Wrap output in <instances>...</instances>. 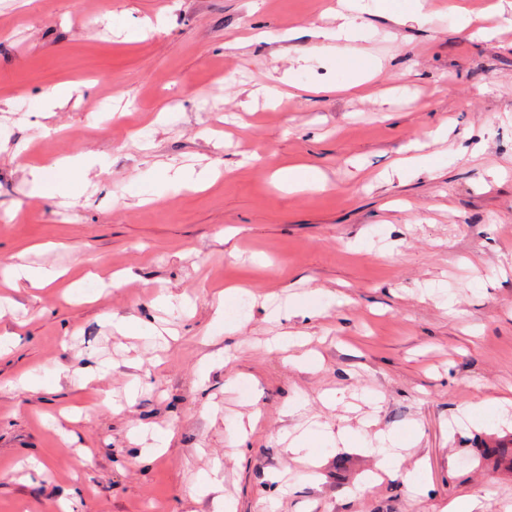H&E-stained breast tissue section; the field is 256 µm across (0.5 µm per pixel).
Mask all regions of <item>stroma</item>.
Instances as JSON below:
<instances>
[{
  "label": "stroma",
  "instance_id": "stroma-1",
  "mask_svg": "<svg viewBox=\"0 0 512 512\" xmlns=\"http://www.w3.org/2000/svg\"><path fill=\"white\" fill-rule=\"evenodd\" d=\"M392 2L364 19L381 68L362 98L333 93L341 71L313 53L336 0H0V272H66L11 292L0 317L16 336L0 354V512H441L481 486L488 512H512V448L490 445L512 436V24L492 0H425L429 20L400 25ZM458 4L474 27H457ZM159 14L161 30L129 40ZM61 81L93 88L45 111ZM442 122L437 170L397 174ZM75 154L104 162L75 206L30 197V165ZM296 163L328 189L281 191L273 171ZM186 164L219 176L155 196ZM128 268L136 280L113 281ZM233 285L227 330L214 303ZM293 294L317 316L268 321L264 297ZM161 295L188 306L155 311ZM112 314L177 339L122 337ZM286 331L306 346H275ZM87 365L112 406L80 389ZM27 373L45 389H11ZM483 400L503 406L456 426ZM142 425L175 435L136 464ZM308 427L315 480L281 442ZM380 431L404 440L399 472L378 475L364 445ZM215 466L219 492L191 497Z\"/></svg>",
  "mask_w": 512,
  "mask_h": 512
}]
</instances>
